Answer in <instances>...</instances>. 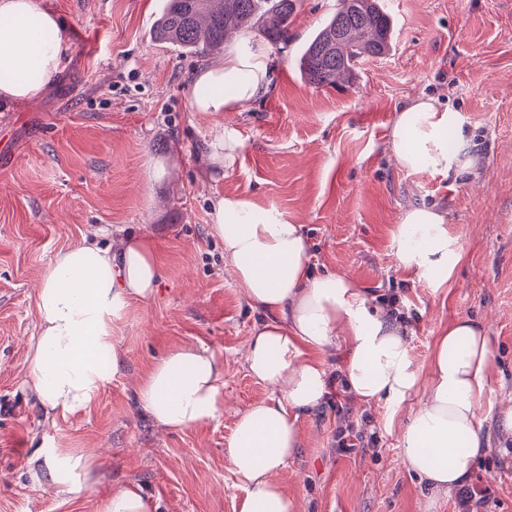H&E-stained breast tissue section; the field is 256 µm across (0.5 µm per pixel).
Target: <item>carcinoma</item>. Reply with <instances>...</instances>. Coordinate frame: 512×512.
<instances>
[{
  "label": "carcinoma",
  "mask_w": 512,
  "mask_h": 512,
  "mask_svg": "<svg viewBox=\"0 0 512 512\" xmlns=\"http://www.w3.org/2000/svg\"><path fill=\"white\" fill-rule=\"evenodd\" d=\"M340 2L299 60L302 76L317 88L349 80L360 59L380 57L391 47V19L379 0ZM298 5L299 0H168L155 37L206 56L224 48L228 33L256 28L271 44L286 47Z\"/></svg>",
  "instance_id": "cac0c4a2"
}]
</instances>
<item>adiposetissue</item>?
Wrapping results in <instances>:
<instances>
[{
  "mask_svg": "<svg viewBox=\"0 0 512 512\" xmlns=\"http://www.w3.org/2000/svg\"><path fill=\"white\" fill-rule=\"evenodd\" d=\"M69 47L59 18L41 0H0V102L21 104L39 96ZM272 71L269 52L248 36L220 64L195 72L191 109L218 129L207 155L211 165L234 164L242 142L222 117L268 93ZM389 149L410 172L458 177L472 167L457 112L428 97L398 112ZM210 219L244 298L270 314L251 331L246 364L274 394L238 414L225 451L244 490L239 512H297L275 475L301 446L299 418L330 392L319 355L340 339L349 347L348 384L363 400L397 405L422 388L402 433L408 469L435 492L465 484L486 444L480 410L492 349L484 328L469 319L452 321L436 340L427 382H420L405 330L372 306L348 276H312L301 225L232 194L213 199ZM447 222L446 212L425 206L401 217L398 250L420 277L446 282L460 257ZM162 278L154 242L146 235L127 239L116 252L84 242L56 255L43 273L36 297L38 334L29 345L28 385L46 413H74L96 399L108 379L102 358L116 370L123 363L114 334L118 321L132 301L151 298ZM136 399L167 428L215 420L224 410V360L202 343L173 350L152 366ZM97 468L93 454L57 447L30 461L36 478L68 472L66 495L92 486Z\"/></svg>",
  "mask_w": 512,
  "mask_h": 512,
  "instance_id": "obj_1",
  "label": "adipose tissue"
}]
</instances>
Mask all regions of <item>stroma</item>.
Instances as JSON below:
<instances>
[{
  "mask_svg": "<svg viewBox=\"0 0 512 512\" xmlns=\"http://www.w3.org/2000/svg\"><path fill=\"white\" fill-rule=\"evenodd\" d=\"M67 29L64 69L40 98L0 104V512H97L100 499L138 484L153 512H237L243 496L225 458L239 411L272 396L245 361L263 314L244 299L224 245L210 233L217 194L244 197L301 225L311 273H343L371 296L396 292L414 364L427 368L453 320L483 324L492 346L480 413L487 450L470 485L488 489L487 512H512V0H380L393 24L389 52L363 59L350 84L317 88L300 52L338 0H301L287 48L271 49L270 92L224 115L242 141L232 167L205 172L216 134L190 108L189 85L208 58L154 36L166 0H44ZM433 97L457 111L472 175L408 172L389 150L398 111ZM167 173L149 180L155 161ZM448 213L462 257L442 284L397 255L403 211ZM148 235L164 268L146 301L116 329L120 371L96 400L45 416L28 387L36 295L61 250L88 240L117 248ZM205 343L224 360V411L183 429L156 425L136 392L172 349ZM345 343L320 353L334 395L300 417L301 448L277 481L298 512H458L401 458L402 429L419 399L364 401L340 383ZM369 425L377 440L341 451L336 435ZM93 452L98 480L78 496L35 482L41 448Z\"/></svg>",
  "mask_w": 512,
  "mask_h": 512,
  "instance_id": "1",
  "label": "stroma"
}]
</instances>
